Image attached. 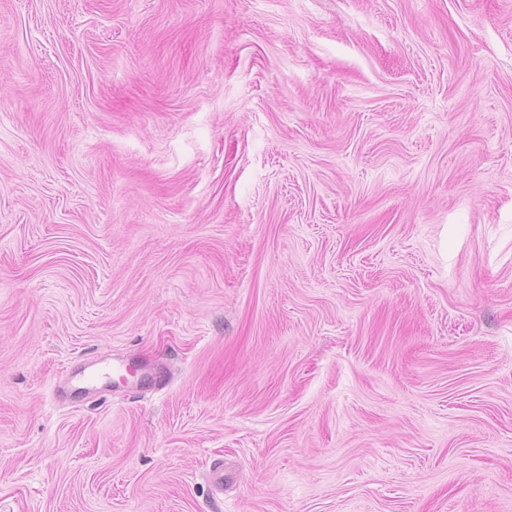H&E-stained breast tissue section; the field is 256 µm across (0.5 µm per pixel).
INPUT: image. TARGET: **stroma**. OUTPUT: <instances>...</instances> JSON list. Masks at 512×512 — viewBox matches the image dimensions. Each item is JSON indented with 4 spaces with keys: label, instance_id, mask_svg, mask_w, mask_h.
I'll list each match as a JSON object with an SVG mask.
<instances>
[{
    "label": "stroma",
    "instance_id": "1",
    "mask_svg": "<svg viewBox=\"0 0 512 512\" xmlns=\"http://www.w3.org/2000/svg\"><path fill=\"white\" fill-rule=\"evenodd\" d=\"M0 512H512V0H0Z\"/></svg>",
    "mask_w": 512,
    "mask_h": 512
}]
</instances>
